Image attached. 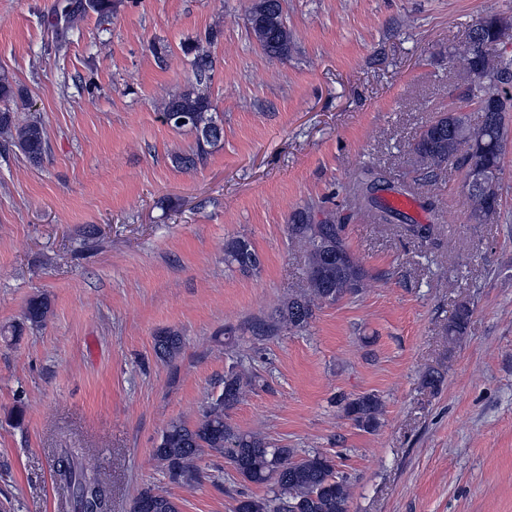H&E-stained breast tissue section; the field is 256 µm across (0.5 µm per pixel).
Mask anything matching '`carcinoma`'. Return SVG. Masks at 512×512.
I'll use <instances>...</instances> for the list:
<instances>
[{"label":"carcinoma","instance_id":"carcinoma-1","mask_svg":"<svg viewBox=\"0 0 512 512\" xmlns=\"http://www.w3.org/2000/svg\"><path fill=\"white\" fill-rule=\"evenodd\" d=\"M115 8V0H57L45 21L51 34L50 48L59 52L67 47L78 19L93 12L106 23ZM247 21L250 34L267 57L288 59L294 40L282 0H254ZM510 24L512 19L508 17L491 15L478 22L468 40L450 53L449 64L462 65L464 73L460 105L429 120L412 148L418 181L423 186L432 184L450 166L464 168L467 176L473 169L487 174L480 184L465 182V206L470 220L477 224L497 215L502 200V156L512 135V95L501 94L500 86L512 87V53L493 55L486 52V47L498 42L500 30ZM222 37L221 29L209 28L202 37L182 46L184 54L192 57L194 84L168 98L159 112L162 123L196 136L190 153L173 156L174 164L182 170L195 168L224 137V127L215 119L205 91L213 70L209 48ZM20 96L13 81L1 74L0 102L4 106L0 108V134L4 142L38 162L48 150L46 130L38 120L19 122L17 110L9 103ZM471 110L477 112L478 121L471 120ZM370 179L379 181L371 175L353 184L354 198L358 204L376 209L379 222L385 223L394 209L371 195L367 187ZM288 234L305 247L307 288L277 308L274 328L297 331L309 326L317 304L358 294L366 273L350 252L336 214L309 206L301 208L292 214ZM224 261L244 273H254L261 267L259 254L241 238L224 245ZM51 313L52 301L42 294L29 300L24 319L33 327H41ZM471 313L467 303L457 307L446 328L448 342L454 343L465 334ZM154 348L157 355L172 360L183 349L182 337L171 330L162 331L155 336ZM254 385L255 376L232 366L224 373L223 391L206 403L196 422L174 420L162 430L153 455L168 478L180 485L199 484L208 475L197 462L205 457L225 458L243 480L266 484L270 489L266 498L237 500L235 512H347L350 486L336 470L334 457L319 451L300 454L294 448L276 447L258 435L238 431L227 421V411L239 402L244 389ZM339 406L343 416L356 426L367 431L379 426L382 402L376 395L346 397L339 400ZM55 476L70 490L72 512H105L106 487L82 449H60ZM132 512H181V504L166 492L146 488L134 500Z\"/></svg>","mask_w":512,"mask_h":512}]
</instances>
